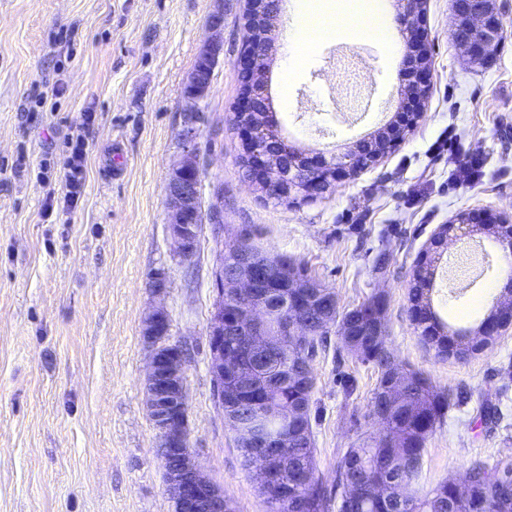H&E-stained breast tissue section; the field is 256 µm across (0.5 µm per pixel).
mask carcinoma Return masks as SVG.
<instances>
[{
    "label": "carcinoma",
    "instance_id": "cac0c4a2",
    "mask_svg": "<svg viewBox=\"0 0 512 512\" xmlns=\"http://www.w3.org/2000/svg\"><path fill=\"white\" fill-rule=\"evenodd\" d=\"M251 256L263 262L266 274L256 286V298L271 292H288L289 278H308L305 267L286 257L268 256L243 238L235 247L224 251V265L232 266L238 259ZM432 260L418 261L416 287L409 291V312L419 307L420 318L414 322L421 338L435 351V357L445 358L444 343L448 339L465 345L456 359L465 361L470 356L469 336L455 330L444 321L431 303L433 287ZM378 297L341 312L336 299L329 296L320 306L321 314L330 322L349 326L361 336L373 331L364 319L369 309L383 308ZM248 326L239 325L234 335L224 338V354L232 355L247 365L252 361L246 348ZM327 344L326 330L314 327L304 341L288 355L292 363H312L318 347ZM362 360L373 365L378 373L371 403L382 407L385 420L383 433L377 439H360L344 454L336 471V488L341 490L338 512H512V460L498 463L487 470L481 464L471 468V485L462 506H457V485L450 479L440 482L424 495L412 490L422 467L423 451L428 438L435 431L453 405V394L436 390L420 373L405 370L407 383L403 398H392L383 384V376L390 367V357L370 349L363 350ZM314 379L305 383L283 384L263 397L246 396L240 401L250 410H273L279 417L272 420L270 429L288 431V447L279 449L275 460L282 494L288 497V508H277L268 501L270 512H330L333 500L316 477L315 448L310 425L311 395ZM303 404L300 419L290 414V408Z\"/></svg>",
    "mask_w": 512,
    "mask_h": 512
}]
</instances>
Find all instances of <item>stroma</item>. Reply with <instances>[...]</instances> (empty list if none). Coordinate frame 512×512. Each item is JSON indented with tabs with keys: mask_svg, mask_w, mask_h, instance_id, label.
Here are the masks:
<instances>
[{
	"mask_svg": "<svg viewBox=\"0 0 512 512\" xmlns=\"http://www.w3.org/2000/svg\"><path fill=\"white\" fill-rule=\"evenodd\" d=\"M293 2L282 0L268 73L282 136L337 155L405 112L414 117L368 168L309 201L267 198L240 163L245 0H0V512H174L146 407L144 327L156 308L186 355L196 464L234 512H269L209 369L213 271L242 229L263 253L303 264L339 310L382 298L396 360L459 395L425 445L414 490L463 482L477 461L491 468L512 458V328L467 360H440L407 315L416 262L442 225L465 210L512 222V0H492L504 33L480 63L452 37V0H425L430 75L417 109L399 92L411 50L402 0H383L393 46L342 32L288 66ZM219 5L224 53L197 123L204 222L185 260L169 233L166 191L183 155L184 86ZM54 86L62 90L55 111L35 107L34 89ZM82 112L95 121L79 130ZM77 135L87 143L83 196L76 210L44 218ZM475 151L483 179L459 182V160ZM218 207L220 226L210 221ZM466 242L490 267L452 300L451 262ZM158 275L167 280L160 296ZM510 277L512 254L492 234L448 240L432 304L453 327L476 326ZM338 334L328 326L330 347L312 362L316 474L328 486L346 450L381 433L371 412L377 374L336 353Z\"/></svg>",
	"mask_w": 512,
	"mask_h": 512,
	"instance_id": "35a3bbf8",
	"label": "stroma"
}]
</instances>
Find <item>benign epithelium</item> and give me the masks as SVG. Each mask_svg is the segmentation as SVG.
Wrapping results in <instances>:
<instances>
[{"mask_svg": "<svg viewBox=\"0 0 512 512\" xmlns=\"http://www.w3.org/2000/svg\"><path fill=\"white\" fill-rule=\"evenodd\" d=\"M257 9L253 19L260 22L259 40L245 50L237 64L245 75L246 85L240 99L235 121L243 128L248 149L247 160L250 177L257 184L269 185L280 166L290 160L292 149L274 140L261 141L253 126L246 124L243 117L249 112H258L262 106V92L256 90L255 77L260 73V62L268 55L270 48V18L274 16L273 0H250ZM455 41L460 44L472 59H483L503 33L501 18L491 11L487 0H461L455 4ZM424 16V0H404L401 23L414 38V70L401 71L405 81L404 93L419 99L422 97L427 80L428 47L423 39L420 24ZM211 37L203 45L198 57L199 66L192 70L184 88V97L191 107L183 113L181 137L190 142L196 137L197 104L203 101L210 90L213 72L224 51L222 31L224 29V9L219 7L208 18ZM377 159V154L366 143L336 159L333 164L299 158L301 178L284 186L274 187L275 195L288 198L292 195L314 196L323 192L334 177L344 174L355 175L368 168ZM200 202L199 168L195 155L188 151L173 165L169 177L166 204L171 211L170 235L176 245L177 254L184 258L193 257L196 237L195 228L189 224V216ZM490 227L500 248L512 251V229L498 218L460 212L446 226L447 233L456 229L469 233L478 228ZM258 263L253 258H243L236 266L216 271L219 295L224 288L232 289L233 296L247 304L241 319L245 320L250 336L247 348L261 357L281 359L288 353V347L302 341V335L309 332L312 323L317 321L320 312L315 307H300L293 296H284L279 305L294 314L277 333L268 330L273 309L254 298V278ZM503 304L496 308L494 316L483 323L480 334L491 343L502 331L512 326V280L507 281L501 291ZM165 312L157 310L146 321L145 337L151 347L148 373L146 377L147 407L151 419L159 430L161 445L176 450L175 456L165 458L166 481L175 512H224V492L206 479L196 465L189 451L188 406L184 377V356L171 349L168 337L161 335L160 322ZM238 318L224 316V300L215 305L209 322L210 370L216 382L229 381L228 393L237 396L245 392L257 391L264 387H274L281 377L266 375V380L258 379V368L253 365L237 367L224 362V335L237 325ZM228 421L238 437L239 443L249 450V463L258 471L259 483L269 495L280 492L274 481L271 463L274 459L276 439L271 437L263 421L257 417L243 420L235 413Z\"/></svg>", "mask_w": 512, "mask_h": 512, "instance_id": "obj_1", "label": "benign epithelium"}]
</instances>
